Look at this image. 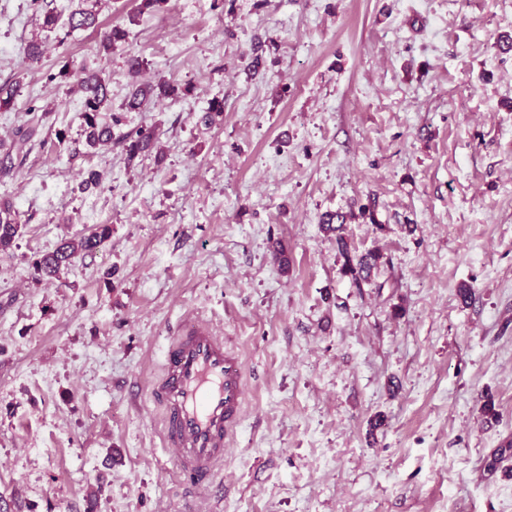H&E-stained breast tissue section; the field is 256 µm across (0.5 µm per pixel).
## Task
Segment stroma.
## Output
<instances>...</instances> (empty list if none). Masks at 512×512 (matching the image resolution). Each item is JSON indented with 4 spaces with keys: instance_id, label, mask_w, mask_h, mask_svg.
I'll return each mask as SVG.
<instances>
[{
    "instance_id": "obj_1",
    "label": "stroma",
    "mask_w": 512,
    "mask_h": 512,
    "mask_svg": "<svg viewBox=\"0 0 512 512\" xmlns=\"http://www.w3.org/2000/svg\"><path fill=\"white\" fill-rule=\"evenodd\" d=\"M99 0L46 38L0 0V174L24 229L0 253V501L11 512H512V0ZM126 32L111 52L102 32ZM190 86L127 111L125 60ZM110 79L111 144L80 96ZM222 117L204 123L212 100ZM155 128L161 152L121 137ZM100 188L83 190L88 170ZM369 207L373 219L359 217ZM349 214L370 281L321 221ZM112 227L48 279L33 263ZM288 257L280 266L274 255ZM471 298H462L461 286ZM205 321L245 402L205 490L174 473L147 398L168 339ZM379 429H371L374 419ZM82 101L83 135L91 149L107 147L112 142V114L110 120L104 112H112V91L109 81L99 72L83 71L77 77ZM335 218L339 224H333ZM345 222L346 216L336 214L329 215L322 225L327 232L336 233L337 251L343 259L340 268L342 275L350 277L357 283L369 281L372 271L377 267L380 255L372 251L361 255L352 254L349 242L343 234L346 226Z\"/></svg>"
}]
</instances>
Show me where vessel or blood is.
Wrapping results in <instances>:
<instances>
[{"instance_id":"obj_1","label":"vessel or blood","mask_w":512,"mask_h":512,"mask_svg":"<svg viewBox=\"0 0 512 512\" xmlns=\"http://www.w3.org/2000/svg\"><path fill=\"white\" fill-rule=\"evenodd\" d=\"M245 372L221 336L192 323L173 336L149 398L163 411V442L184 482L211 483L243 413Z\"/></svg>"}]
</instances>
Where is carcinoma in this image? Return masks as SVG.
I'll use <instances>...</instances> for the list:
<instances>
[{
  "mask_svg": "<svg viewBox=\"0 0 512 512\" xmlns=\"http://www.w3.org/2000/svg\"><path fill=\"white\" fill-rule=\"evenodd\" d=\"M97 14L89 8L73 10L68 17L69 31L97 28ZM125 38V31L118 27L106 30L101 38L100 47L109 53L112 46ZM19 83L0 85V111H8L14 103ZM77 87L82 101L83 135L85 144L91 149H101L112 143V121L104 113L112 111V91L109 81L98 72H83L77 77ZM189 87H178L168 82L155 85L138 84L134 86L125 102L128 111H136L153 97H177L186 95ZM158 138L153 129H140L126 137V152L128 160L157 147ZM346 216L331 215L323 221L326 231L336 234V247L343 259L340 271L359 283L367 281L372 271L377 267L380 255L368 251L355 255L350 250L349 242L344 236ZM22 235V225L19 224L12 205L0 202V252L12 247ZM112 236L109 224H99L96 229L78 239L63 240L53 250L44 253L35 262V270L41 276H53L61 269L72 264L79 255L95 252Z\"/></svg>",
  "mask_w": 512,
  "mask_h": 512,
  "instance_id": "obj_1",
  "label": "carcinoma"
}]
</instances>
